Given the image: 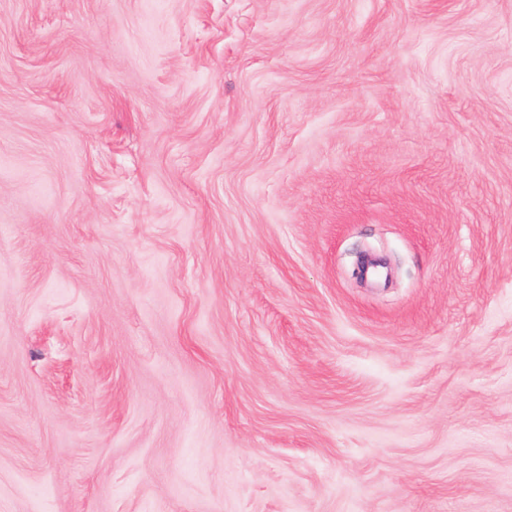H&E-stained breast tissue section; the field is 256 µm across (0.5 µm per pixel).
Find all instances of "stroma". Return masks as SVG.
Segmentation results:
<instances>
[{"instance_id":"stroma-1","label":"stroma","mask_w":512,"mask_h":512,"mask_svg":"<svg viewBox=\"0 0 512 512\" xmlns=\"http://www.w3.org/2000/svg\"><path fill=\"white\" fill-rule=\"evenodd\" d=\"M0 512H512V0H0Z\"/></svg>"}]
</instances>
